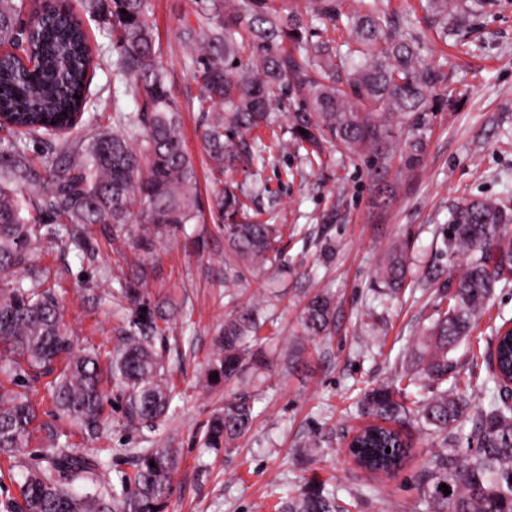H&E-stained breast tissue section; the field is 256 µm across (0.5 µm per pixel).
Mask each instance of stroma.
<instances>
[{
  "label": "stroma",
  "mask_w": 512,
  "mask_h": 512,
  "mask_svg": "<svg viewBox=\"0 0 512 512\" xmlns=\"http://www.w3.org/2000/svg\"><path fill=\"white\" fill-rule=\"evenodd\" d=\"M336 34L346 37L348 18L370 4L416 21L423 53L451 74L450 99L429 115L423 161L406 170L392 164L384 175L388 200L378 198L371 157L333 153L308 163L305 152L272 154L262 174L264 191L253 208L271 224H284L287 270L249 275L236 288L224 286V234L210 214L199 223L163 234L152 250L115 241L112 230L92 226L93 255L39 247L33 264L58 270L65 320L80 343L111 350L125 312L111 299L124 273L142 268V287L152 300H169L181 315L155 344L169 361L175 390L159 429L130 432L121 413L107 406L108 450L103 474L117 481L135 448H174L180 456L165 512H256L273 505L295 485L315 479L336 488L352 512H410L418 498L417 476L438 442L419 425L407 437L412 454L393 476L364 486L345 453L347 434L363 422L356 402L385 381L429 325L440 304L435 284L447 282L459 262L449 259L448 224L467 199L512 202V0H484L459 38L442 41L420 0H333ZM203 0H153L156 39L167 63V85L183 115V144L197 168L198 192L210 204L213 176L200 140L202 114L194 106L199 87L181 37ZM94 53L104 58L91 81L90 109L100 124L113 110L131 112L134 101L114 96L110 63L117 55L110 25L70 0ZM407 245L419 284L389 307L376 297V269L385 250ZM330 294L334 318L329 336L294 350L298 317L316 293ZM255 303L268 319L259 348L268 361L266 383L253 392L254 424L229 453L204 448L201 430L224 404L225 390L201 383L221 336L224 319L238 305ZM512 329V286L496 288L470 340L451 351L461 372L485 373L490 338ZM321 451L305 452L310 438Z\"/></svg>",
  "instance_id": "obj_1"
}]
</instances>
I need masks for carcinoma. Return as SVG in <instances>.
Wrapping results in <instances>:
<instances>
[{
  "mask_svg": "<svg viewBox=\"0 0 512 512\" xmlns=\"http://www.w3.org/2000/svg\"><path fill=\"white\" fill-rule=\"evenodd\" d=\"M272 2L209 0L196 24L183 28L199 85L202 141L215 175L214 209L227 246L224 283L232 285L248 274L288 266L282 248L287 226L248 214L249 194L225 183L224 170L241 162L258 174L272 150L286 153L306 143L318 151L327 144L347 155L372 156L384 170L396 157L414 168L427 146V114L444 101L449 82V74L422 55L419 41L398 31L391 13L372 8L357 15V48L344 52L330 39L310 43L301 13ZM54 4L53 10L34 12L23 30L17 20L25 0H0V129L7 131L0 137V372L26 380L19 390L0 384V456L11 469L38 418L31 380L53 376L47 386L55 414L91 441L104 438L106 430L104 380L119 393L123 424L132 430L158 428L173 394L164 352L154 340L176 320L177 307L150 300L139 288L143 273L135 270L113 296L117 305L127 304L129 315L116 329L112 351L104 356L79 346L50 271L30 265L34 246L49 241L63 252L86 254L89 226L110 224L118 237L136 215L147 230L134 245L148 250L147 231L196 224L203 211L197 169L183 146L181 111L156 44L151 0H84L87 13L112 24L119 49L113 79L137 103L134 112H113L110 129L85 116L89 75L99 66L88 34L66 0ZM422 10L444 36L471 14L464 0H424ZM289 92L305 106L292 116L293 139L274 133L271 148L249 145L244 135L268 124L271 110ZM397 118L408 122L403 141L393 132ZM78 126L88 132L60 134ZM449 233L448 253L466 256L465 268L450 282L453 289H439L445 309L437 310L392 379L364 393L361 410L375 423L356 437L355 458L369 481L396 470L410 444L391 426L413 420L440 437L443 450L420 475L412 512H512V392L505 389L512 379V333L491 339L485 379L473 371L461 375L448 358L470 338L495 288L512 282V212L496 201H466L453 211ZM379 275L390 298L408 286L404 246L384 252ZM261 318L258 307L243 305L225 319L206 386L239 383L246 369L265 368L253 350ZM332 318L331 297L314 295L301 310L300 335H327ZM490 381L488 406L471 408L469 395ZM253 420L251 393L240 388L207 420L203 444L229 451ZM45 429L36 462L24 465L23 503L18 508L8 502L4 512H163L177 465L172 449H134L131 472H120L119 482L111 484L102 478L103 449L62 443L51 425ZM465 433L474 447H459ZM350 507L336 490L308 481L277 503L275 512Z\"/></svg>",
  "mask_w": 512,
  "mask_h": 512,
  "instance_id": "cac0c4a2",
  "label": "carcinoma"
}]
</instances>
